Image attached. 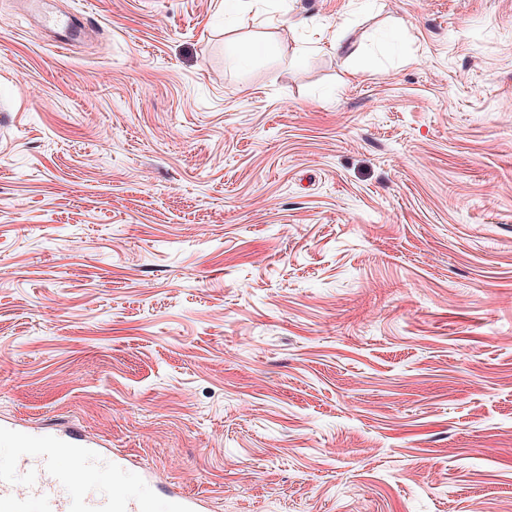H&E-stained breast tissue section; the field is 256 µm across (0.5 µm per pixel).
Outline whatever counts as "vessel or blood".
<instances>
[{
	"mask_svg": "<svg viewBox=\"0 0 512 512\" xmlns=\"http://www.w3.org/2000/svg\"><path fill=\"white\" fill-rule=\"evenodd\" d=\"M45 22L58 30L62 47L82 33L70 15ZM0 443L12 449L10 463L0 464V512H153L149 499L118 501L81 488L84 463L98 450L77 431L0 425Z\"/></svg>",
	"mask_w": 512,
	"mask_h": 512,
	"instance_id": "1",
	"label": "vessel or blood"
}]
</instances>
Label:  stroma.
Here are the masks:
<instances>
[{
	"instance_id": "obj_1",
	"label": "stroma",
	"mask_w": 512,
	"mask_h": 512,
	"mask_svg": "<svg viewBox=\"0 0 512 512\" xmlns=\"http://www.w3.org/2000/svg\"><path fill=\"white\" fill-rule=\"evenodd\" d=\"M51 418L157 512H512V0H0V424ZM75 14L62 16L48 15L45 17V23L59 31V38L56 43L60 47L71 45L82 33V28L74 20Z\"/></svg>"
}]
</instances>
